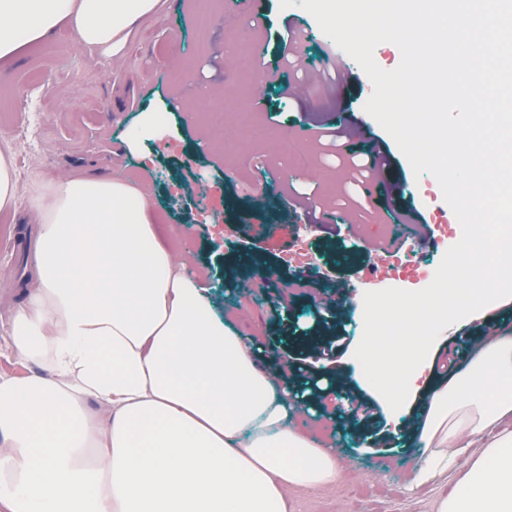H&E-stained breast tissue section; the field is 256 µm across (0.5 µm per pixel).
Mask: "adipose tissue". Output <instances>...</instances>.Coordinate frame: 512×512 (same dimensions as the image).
<instances>
[{"label":"adipose tissue","mask_w":512,"mask_h":512,"mask_svg":"<svg viewBox=\"0 0 512 512\" xmlns=\"http://www.w3.org/2000/svg\"><path fill=\"white\" fill-rule=\"evenodd\" d=\"M508 0H421L468 42L482 70L512 42ZM163 0H0V62L67 26L77 45L120 62L139 23ZM505 91L481 96L478 147L500 153ZM149 183L128 175L36 176L28 217L37 262L15 311V359L42 374L0 377V512H289V490L336 486L335 438L302 430L309 401L262 368L254 344L216 314L192 251L166 241ZM485 288L459 292L458 309L494 334L467 367L424 384L433 330L390 356L376 329L397 299L366 289L352 304L362 322L360 376L393 414L427 387L414 426L413 480L459 470L452 494L428 512H512V335L495 314L512 298V249L489 243L470 257Z\"/></svg>","instance_id":"1"}]
</instances>
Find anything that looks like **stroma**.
<instances>
[{
  "instance_id": "obj_1",
  "label": "stroma",
  "mask_w": 512,
  "mask_h": 512,
  "mask_svg": "<svg viewBox=\"0 0 512 512\" xmlns=\"http://www.w3.org/2000/svg\"><path fill=\"white\" fill-rule=\"evenodd\" d=\"M198 0H165L163 10L144 21L131 36L119 67L99 58L95 50L77 46L68 29H59L45 45L34 48L0 73V149H9L8 125L23 115L13 107L15 89L38 76H50L38 94L44 118L43 152L17 166L18 208L0 213V375L22 377L39 373L36 365L16 363L10 336L11 315L24 300L23 281L34 257L29 252L33 227L27 219L28 187L33 171L49 175L61 168L80 174L104 171L132 174L152 184L158 209L169 231L188 241L198 265L208 267V286L217 313L240 305L248 310L238 330L254 338L262 362L271 370L284 368L301 352L298 337L320 329L314 307L321 302L343 303V282L353 280L369 264L368 242L386 238V227L399 210H414L427 224H459L469 214L474 192L451 194L430 174L415 175L395 140L364 110L373 84L351 57L336 59L333 48L314 16L280 0H250L247 9L226 21L227 5L219 0L206 29L197 27ZM254 30L264 47L252 70L242 63H225L226 24ZM309 31L295 46L279 36L286 28ZM208 43L207 56H195L196 41ZM190 76H183V69ZM220 84V106L254 114L267 146L255 148L253 139L242 142L235 156L201 150L197 142L209 128L206 113L193 109V87ZM70 91L60 100L57 88ZM146 112L163 113L172 135L165 141L148 140L138 155L124 152L123 141ZM299 138L308 157L307 174H286L283 162L272 155L269 141L282 136ZM386 150L377 192L360 209L348 204L353 188L349 156L371 143ZM190 166L204 187V203L183 215L169 206L179 195L175 180L179 166ZM410 183L413 190L397 197L388 187ZM310 205L331 211L336 227L327 232H294L304 223L302 197ZM296 234L298 244L318 257V267L305 268L310 285H293L294 268L282 241ZM246 238L257 241L259 268L232 265L231 246ZM390 293L405 306L379 322L384 345L392 352L404 349L409 329L438 325L431 350L433 374L441 369L448 351L460 361L471 353L469 341L484 335L481 320L458 317L454 289L444 291L439 307H417L409 299L415 285L389 282ZM355 345H348L333 362H316V369L335 372L337 391L315 405L313 422L335 426L344 468L342 481L331 489L292 490L291 512H423L425 501L452 492L454 473L436 482L409 489L407 481L415 450L391 438L395 424L388 414L349 426L352 413L348 395L365 396L359 378Z\"/></svg>"
}]
</instances>
